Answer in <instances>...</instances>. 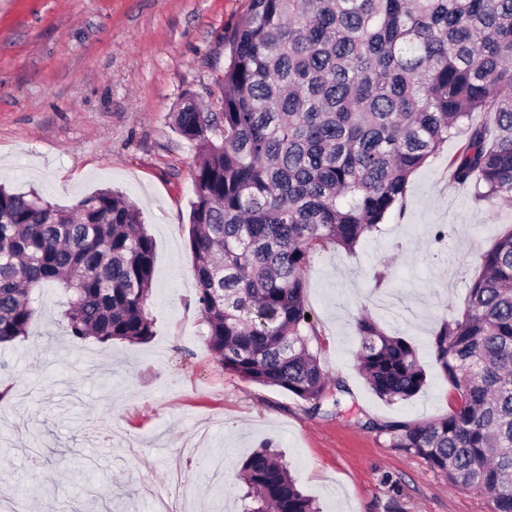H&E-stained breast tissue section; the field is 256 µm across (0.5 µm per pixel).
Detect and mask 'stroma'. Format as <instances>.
<instances>
[{
  "label": "stroma",
  "instance_id": "1",
  "mask_svg": "<svg viewBox=\"0 0 512 512\" xmlns=\"http://www.w3.org/2000/svg\"><path fill=\"white\" fill-rule=\"evenodd\" d=\"M247 0H0V184L70 209L112 188L134 200L155 243L154 325L145 343L80 341L64 329L63 297L38 290L41 342L0 346V493L27 512H152L139 487L165 486V463L201 425L222 456L224 482L183 470L191 512H243L237 466L260 443L283 455L320 512H488L489 498L451 486L421 457L393 447L369 421L445 416L457 395L429 341L463 310L480 253L512 229V200H476L448 161L464 141L415 172L405 200L348 252L318 249L305 274L312 347L345 386L339 405L310 416L287 391L225 370L207 344L189 247L198 153L171 126L184 93L219 94ZM447 233L437 242V228ZM370 316L410 339L427 370L412 399L376 397L356 366V322ZM121 427L142 449L111 441Z\"/></svg>",
  "mask_w": 512,
  "mask_h": 512
}]
</instances>
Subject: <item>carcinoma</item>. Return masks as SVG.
I'll return each mask as SVG.
<instances>
[{
	"mask_svg": "<svg viewBox=\"0 0 512 512\" xmlns=\"http://www.w3.org/2000/svg\"><path fill=\"white\" fill-rule=\"evenodd\" d=\"M220 95L189 94L173 127L195 143L189 246L216 361L330 414L311 347L304 275L327 243L352 251L403 204L410 177L464 126L453 180L512 200V0H249ZM482 112L486 121L472 124ZM155 245L139 208L102 189L75 209L0 186V345L29 337L33 293L66 295L71 336L144 343ZM462 314L430 340L456 405L422 422H371L448 483L512 512V230L480 255ZM359 367L377 397L426 384L414 345L364 316ZM243 512H319L265 443L240 464Z\"/></svg>",
	"mask_w": 512,
	"mask_h": 512,
	"instance_id": "cac0c4a2",
	"label": "carcinoma"
}]
</instances>
